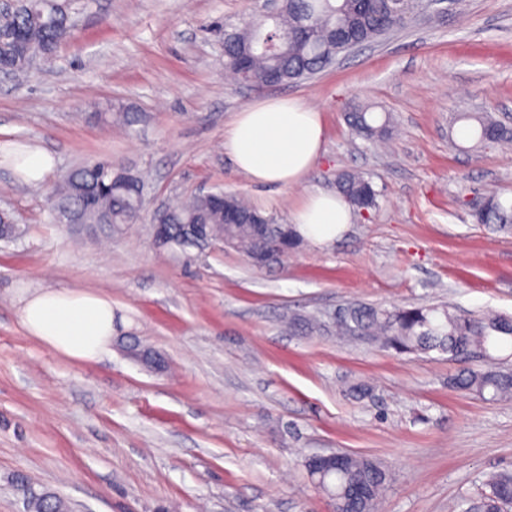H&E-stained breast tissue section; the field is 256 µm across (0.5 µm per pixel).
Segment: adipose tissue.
I'll return each mask as SVG.
<instances>
[{
    "label": "adipose tissue",
    "mask_w": 512,
    "mask_h": 512,
    "mask_svg": "<svg viewBox=\"0 0 512 512\" xmlns=\"http://www.w3.org/2000/svg\"><path fill=\"white\" fill-rule=\"evenodd\" d=\"M324 143L320 111L291 97L255 101L224 128V152L236 169L257 186L286 189L301 184L319 159ZM16 169L30 183L42 182L54 159L37 144L7 148ZM353 207L339 194L306 196L290 222L308 242L333 244L352 224ZM26 331L44 345L75 361L97 360L117 334L110 298L71 289H36L20 297Z\"/></svg>",
    "instance_id": "obj_1"
}]
</instances>
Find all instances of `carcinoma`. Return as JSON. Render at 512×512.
Returning <instances> with one entry per match:
<instances>
[{"label":"carcinoma","mask_w":512,"mask_h":512,"mask_svg":"<svg viewBox=\"0 0 512 512\" xmlns=\"http://www.w3.org/2000/svg\"><path fill=\"white\" fill-rule=\"evenodd\" d=\"M69 0H17L0 9V73L25 69L28 57L44 58L71 31ZM412 15L408 0H280L278 15L259 17L247 27L224 35V69L236 71V58L251 55L249 74L254 79L277 73L282 83L301 81L320 73L336 58L349 51L337 43L335 34L351 32L367 44L387 32L405 26ZM461 120L477 123L475 147L512 143V125L480 112H463ZM350 129L366 139L382 138L388 132L389 117L382 120L363 108L348 113ZM142 183L139 176L120 171L112 159L99 157L60 176L50 194L52 209L68 207L81 212L85 224H104L117 229L139 219L142 209L131 185ZM336 188L349 202L368 209L377 203L372 184L358 173L337 176ZM224 195V204L244 216L261 210L235 194ZM266 228L258 232L245 221L224 222V209L213 196L200 193L186 201H174L155 212L152 222L168 224V246L185 251L197 246L185 235L186 224H208L217 241L240 251L254 267L261 256L267 264L280 261L303 239L291 224H277L263 215ZM479 224L512 228V204L495 192L485 197L484 208L475 215ZM338 334L371 336L383 346L401 353L439 350L452 355L486 354L489 349L512 342V316L475 315L439 307L388 310L365 304H351L345 319L336 323ZM454 388L490 400L512 398V372L496 368L467 369L452 379ZM313 484L323 491L333 512H378L390 480L381 462L360 454L347 453L341 464L323 472H311ZM27 512H69L63 499L50 492L28 491ZM465 512H512V471L494 473L484 482L480 497Z\"/></svg>","instance_id":"carcinoma-1"}]
</instances>
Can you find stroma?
Instances as JSON below:
<instances>
[{
    "label": "stroma",
    "mask_w": 512,
    "mask_h": 512,
    "mask_svg": "<svg viewBox=\"0 0 512 512\" xmlns=\"http://www.w3.org/2000/svg\"><path fill=\"white\" fill-rule=\"evenodd\" d=\"M262 0H77L52 61L0 73V142L37 143L55 167L37 184L0 167V512H25L22 485L73 512H328L304 459L330 450L382 461L381 512H464L488 474L512 470V399L454 389L492 359L406 354L337 335L350 303L447 305L512 315V231L476 223L488 188L512 199V148L452 138L459 112L512 122V0H420L407 26L274 90L224 70V29ZM296 96L320 109L325 153L307 180L253 186L224 153L236 112ZM389 116L390 143L356 136L351 107ZM128 112L108 125L103 113ZM94 157L140 174L136 223L112 240L66 224L47 197ZM361 172L377 206L330 246L305 244L253 267L236 249L157 246L151 217L169 199L224 190L289 223L308 193ZM78 288L112 300L108 353L65 358L30 336L17 297ZM322 329L287 331L288 316ZM368 384L356 399L351 388Z\"/></svg>",
    "instance_id": "obj_1"
}]
</instances>
